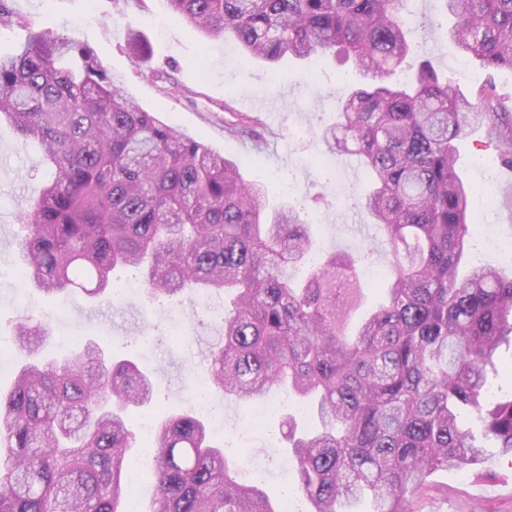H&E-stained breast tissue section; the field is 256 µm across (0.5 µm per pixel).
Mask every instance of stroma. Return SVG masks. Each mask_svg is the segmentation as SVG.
<instances>
[{
	"label": "stroma",
	"mask_w": 512,
	"mask_h": 512,
	"mask_svg": "<svg viewBox=\"0 0 512 512\" xmlns=\"http://www.w3.org/2000/svg\"><path fill=\"white\" fill-rule=\"evenodd\" d=\"M15 21L0 25V56L16 52L30 34L50 29L89 44L111 81L165 124L201 139L225 158L243 162L242 174L265 182L276 200L296 206L309 224L322 252H367L368 263L385 267L389 248L368 221L361 206L366 177L359 162L334 155L331 165L319 164L323 149L318 131L336 120L341 96L363 81L351 66L335 59L286 60L270 68L259 62L227 66L224 43L208 40L183 17L166 10L163 0H0ZM412 28L421 50L439 76L453 79L459 93L472 96L494 83L505 111L512 112V71H489L474 58L462 59L456 46L442 38L436 22V0H413ZM148 44V60L134 62L127 52L129 32ZM260 114L266 144L253 154L249 139L224 132L225 107ZM485 127L475 126L457 142L461 177L494 202V227L502 243L493 247L475 237L470 262L512 275V172L503 169L485 143ZM38 144L0 123V346H10L0 358V391L8 390L27 356L13 348V327L30 315L48 320L52 336L45 354L75 341L98 343L106 354L129 358L151 372L153 398L167 411L190 408L193 387L208 372L209 346L220 336L224 306L230 295L200 299L191 291L148 303L143 293L120 296L101 306L80 295L60 299L59 314L48 317L39 307L36 288L14 271V241L20 231L19 213L34 188L48 179ZM254 407L216 393L208 417L216 437L244 449L246 482L261 484L275 498L290 497L296 512L309 505L297 493L294 461L272 448L279 431L277 414L267 415L262 428L250 420ZM479 469L440 470L428 478V488L415 494L413 512H512V457L494 442L486 444Z\"/></svg>",
	"instance_id": "obj_1"
}]
</instances>
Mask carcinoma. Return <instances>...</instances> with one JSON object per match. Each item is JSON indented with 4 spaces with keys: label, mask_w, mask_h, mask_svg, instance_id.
Segmentation results:
<instances>
[{
    "label": "carcinoma",
    "mask_w": 512,
    "mask_h": 512,
    "mask_svg": "<svg viewBox=\"0 0 512 512\" xmlns=\"http://www.w3.org/2000/svg\"><path fill=\"white\" fill-rule=\"evenodd\" d=\"M166 2L206 36L234 40L247 61L328 54L366 78L320 141L356 155L368 177L363 209L391 255L382 301L347 333L367 255L310 262L295 206L269 210L266 187L241 163L144 111L91 47L48 31L0 57V119L37 140L53 169L19 216L20 277L47 296L108 304L119 298L118 267L141 270L151 301L232 292L204 386L252 403L286 387L318 419L311 433L292 416L281 423L312 512H357L365 498L372 512H412L408 495L430 474L485 459L464 412L512 455V398L484 396L487 366L512 335V278L475 264L461 273L476 189L456 170L455 142L472 122L512 168V113L495 87L469 99L427 59L410 80L388 82L412 49L406 0ZM442 2L463 56L512 71V0ZM127 46L147 58L138 32ZM224 130L264 143L247 115ZM308 262L307 280L293 284L288 270ZM49 336L41 321L14 327L15 344L39 359L0 394V512H122L152 379L91 342L45 359ZM149 448L151 512H284V501L239 482L243 458L230 466L194 411L163 414Z\"/></svg>",
    "instance_id": "1"
}]
</instances>
